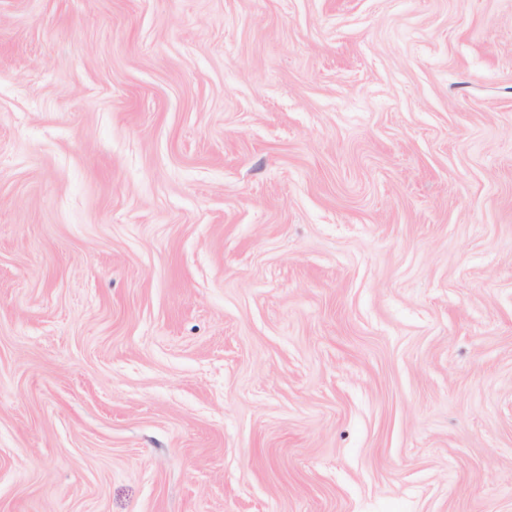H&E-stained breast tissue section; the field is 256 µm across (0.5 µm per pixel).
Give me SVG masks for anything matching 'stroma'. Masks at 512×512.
I'll return each mask as SVG.
<instances>
[{
    "label": "stroma",
    "mask_w": 512,
    "mask_h": 512,
    "mask_svg": "<svg viewBox=\"0 0 512 512\" xmlns=\"http://www.w3.org/2000/svg\"><path fill=\"white\" fill-rule=\"evenodd\" d=\"M0 512H512V0H0Z\"/></svg>",
    "instance_id": "35a3bbf8"
}]
</instances>
